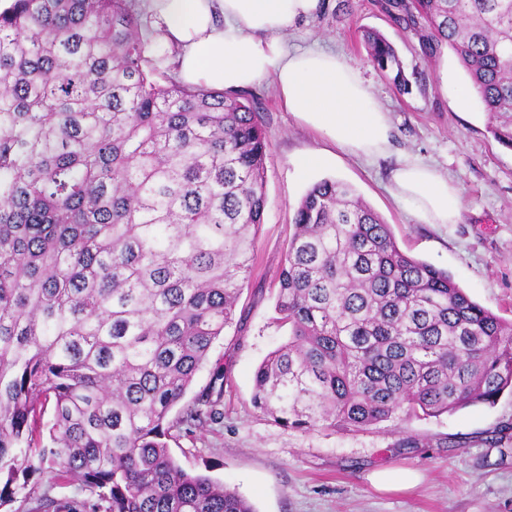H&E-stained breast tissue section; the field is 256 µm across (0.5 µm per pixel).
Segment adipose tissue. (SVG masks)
<instances>
[{"label":"adipose tissue","instance_id":"ef3b65f1","mask_svg":"<svg viewBox=\"0 0 512 512\" xmlns=\"http://www.w3.org/2000/svg\"><path fill=\"white\" fill-rule=\"evenodd\" d=\"M319 0H147L165 41L176 45L187 85L239 91L271 79L282 106L348 153L386 152L391 126L359 67L330 50H292L286 35L312 16ZM389 191L424 224L460 219V191L433 168L408 158Z\"/></svg>","mask_w":512,"mask_h":512}]
</instances>
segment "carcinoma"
Instances as JSON below:
<instances>
[{
  "instance_id": "cac0c4a2",
  "label": "carcinoma",
  "mask_w": 512,
  "mask_h": 512,
  "mask_svg": "<svg viewBox=\"0 0 512 512\" xmlns=\"http://www.w3.org/2000/svg\"><path fill=\"white\" fill-rule=\"evenodd\" d=\"M376 4L427 61L453 51L512 150V0ZM363 40L410 93L387 38ZM148 53L127 0L0 12V509L47 463L93 512H255L168 440L222 415L221 369L181 402L251 273L270 143L243 96L161 83ZM293 223L275 303L289 337L255 372L256 410L356 432L512 391V321L402 252L351 186L312 184Z\"/></svg>"
}]
</instances>
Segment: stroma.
Returning a JSON list of instances; mask_svg holds the SVG:
<instances>
[{"label":"stroma","mask_w":512,"mask_h":512,"mask_svg":"<svg viewBox=\"0 0 512 512\" xmlns=\"http://www.w3.org/2000/svg\"><path fill=\"white\" fill-rule=\"evenodd\" d=\"M130 7L150 27L156 79L176 77L177 48L154 28L144 0H131ZM367 29L394 45L411 93L400 94L368 62ZM288 42L336 50L360 67L390 114V148L368 160L350 156L285 111L271 82L248 89L270 142L265 218L236 323L213 344L190 388L198 393L215 366H223V416L190 432L173 430L170 449L184 469L237 490L256 512H512L511 394L437 417L401 414L357 433L285 429L251 404L257 367L288 339L274 311L279 274L294 211L315 181L351 185L390 225L403 252L448 271L476 302L512 320V151L487 132L478 100L456 102L453 89L466 75L453 52L443 50L427 62L417 39L393 25L374 0H321L320 10ZM318 149L332 154V163L312 178H298L296 157ZM408 156L458 186V223H418L409 206L389 194L392 173ZM404 430L417 437L414 447L399 446ZM382 468L417 472L420 481L410 489L378 490L369 476Z\"/></svg>","instance_id":"35a3bbf8"}]
</instances>
